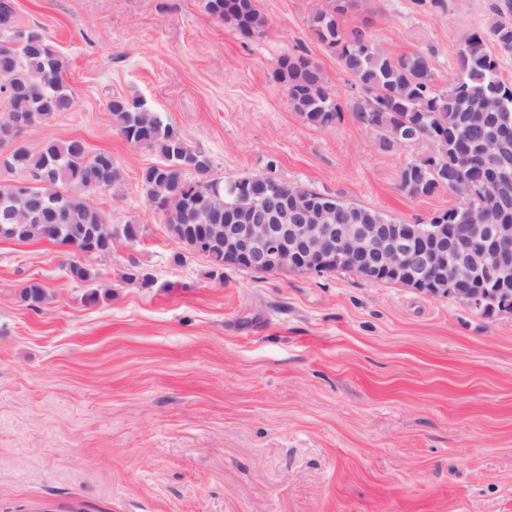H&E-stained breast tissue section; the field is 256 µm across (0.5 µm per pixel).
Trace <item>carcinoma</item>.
<instances>
[{"label":"carcinoma","mask_w":512,"mask_h":512,"mask_svg":"<svg viewBox=\"0 0 512 512\" xmlns=\"http://www.w3.org/2000/svg\"><path fill=\"white\" fill-rule=\"evenodd\" d=\"M354 2L329 0L328 7L311 15L310 28L318 41L336 54L341 67L362 91H378V103L397 115L412 135L411 141H418L420 135L435 141L448 139V127L438 123L441 114L469 126L470 137L461 146L481 143L489 129L470 123V116L483 112L512 114V82L502 77L482 35L468 38L464 46L468 60H459L460 74L447 90L439 91L433 88L435 78L424 55L390 57L374 47L365 31L344 27L343 18ZM206 8L244 36L265 25L254 0H206ZM16 27L14 0H0V133L8 129L7 116L15 111L23 112L33 125L68 111L72 103L65 79L67 60L42 32L27 29L22 42L13 40L11 31ZM488 33L497 46H512L511 23L494 20ZM278 76L295 110L309 123L324 126L340 117L321 68L307 56L283 55ZM108 108L128 143L153 149L161 156V162L141 170L139 182L149 204L158 200L166 203L162 215L174 237L187 238L190 224H222L224 212L234 216L243 210L246 200H258L252 191V175L224 182L212 178L211 159L188 147L174 127L142 99L117 94ZM455 161L450 153L443 159L432 155L416 159L402 168L401 184L412 194L420 183L424 195L432 196L447 188L448 181H429L428 167L447 169ZM11 170L26 174L32 182L30 186L0 182V205L8 203L15 210L13 238L77 244L79 251L69 264V274L74 280L95 281L98 273L87 263L86 252L110 253L116 235L93 199L98 191L110 189L122 179L112 155L101 152L91 156L79 139L51 138L36 152L16 144ZM329 202L346 215L380 217L396 223L370 208L334 197ZM123 279L137 280L146 287L154 282L152 274L135 263ZM22 296L29 306L37 307L44 297L43 285H25Z\"/></svg>","instance_id":"cac0c4a2"}]
</instances>
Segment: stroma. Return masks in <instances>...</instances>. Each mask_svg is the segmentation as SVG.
I'll list each match as a JSON object with an SVG mask.
<instances>
[{"mask_svg":"<svg viewBox=\"0 0 512 512\" xmlns=\"http://www.w3.org/2000/svg\"><path fill=\"white\" fill-rule=\"evenodd\" d=\"M495 2L358 0L344 24L423 54L444 90ZM326 3L255 0L267 23L245 38L206 0H15L66 57L73 98L21 142L111 153L123 181L95 202L139 234L92 258L90 285L71 251L0 239V512H512V314L351 271L211 278L141 191L158 153L108 110L144 99L214 178L268 171L427 223L459 200L402 187L428 144L390 150L352 119L359 88L309 29ZM288 53L321 67L335 124L296 112L275 78ZM133 263L152 287L124 280Z\"/></svg>","mask_w":512,"mask_h":512,"instance_id":"1","label":"stroma"}]
</instances>
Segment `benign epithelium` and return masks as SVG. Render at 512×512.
I'll return each mask as SVG.
<instances>
[{
	"label": "benign epithelium",
	"mask_w": 512,
	"mask_h": 512,
	"mask_svg": "<svg viewBox=\"0 0 512 512\" xmlns=\"http://www.w3.org/2000/svg\"><path fill=\"white\" fill-rule=\"evenodd\" d=\"M370 129L389 145L407 143V134L389 112L377 113ZM490 176L492 203L478 210L463 208L458 223L429 226L425 241L390 233L379 224H345L341 216L312 200L283 201L271 209L260 204L249 224H206L194 243L207 252L222 242L224 252L249 269L320 272L354 258L365 276L406 274L415 287L453 298L470 308L512 313V294L502 285L512 274V220L502 218L496 202L512 194V140L496 135L493 147L457 155L456 178L470 170Z\"/></svg>",
	"instance_id": "obj_1"
}]
</instances>
